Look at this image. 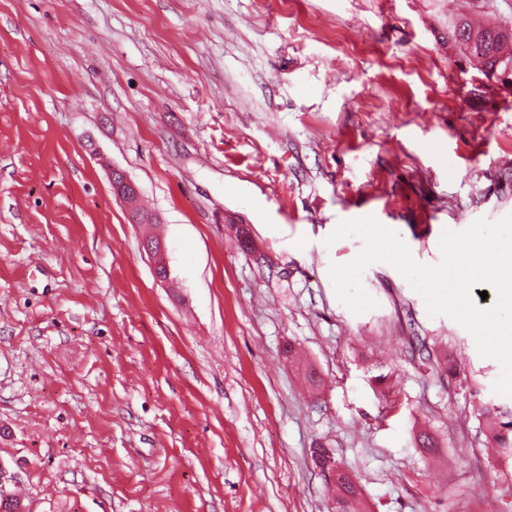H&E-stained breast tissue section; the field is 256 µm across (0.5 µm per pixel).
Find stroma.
<instances>
[{
    "label": "stroma",
    "mask_w": 512,
    "mask_h": 512,
    "mask_svg": "<svg viewBox=\"0 0 512 512\" xmlns=\"http://www.w3.org/2000/svg\"><path fill=\"white\" fill-rule=\"evenodd\" d=\"M461 15L512 0H0V484L26 512H330L319 443L366 512H512L472 412L512 413L499 363L391 265L360 315L329 278L363 247L340 221L435 265L443 230L512 214V85L449 44ZM112 188L117 199L128 211L133 224H150V222L154 220L152 216L142 214L141 211L145 214L152 215L143 206H141L140 199L138 200V204L141 211L138 210L135 199L139 198L140 190L119 169L112 170Z\"/></svg>",
    "instance_id": "35a3bbf8"
}]
</instances>
